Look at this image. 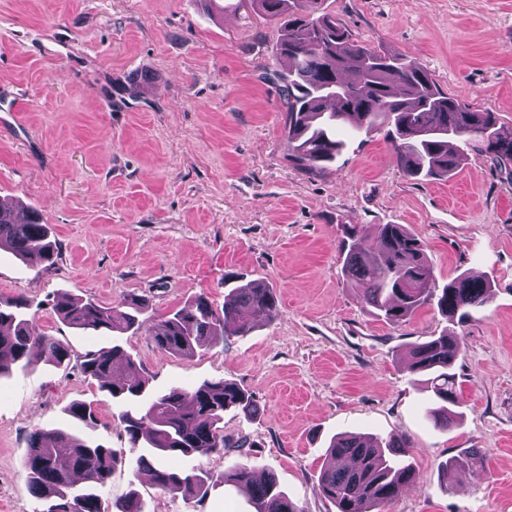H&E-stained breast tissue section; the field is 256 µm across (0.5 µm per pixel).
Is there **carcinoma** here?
Wrapping results in <instances>:
<instances>
[{
    "instance_id": "1",
    "label": "carcinoma",
    "mask_w": 512,
    "mask_h": 512,
    "mask_svg": "<svg viewBox=\"0 0 512 512\" xmlns=\"http://www.w3.org/2000/svg\"><path fill=\"white\" fill-rule=\"evenodd\" d=\"M323 2L251 0L256 12L281 26L278 55L285 69L278 79L287 112L288 156L294 163L321 169L344 146L343 131L383 129L398 164L412 179H446L470 151L501 170L512 168V133L501 132L496 113L473 110L443 92L416 58L360 44L322 8ZM342 233L346 279L368 310L389 325H401L424 306L436 307L450 321L468 318L490 301V287L469 275L439 286L424 242L401 224H345ZM361 236L374 238L377 248L363 250ZM2 247L30 267L50 266L58 254L51 229L38 213L19 221L0 202ZM277 304L274 289L262 283L233 289L221 309L198 295L150 326L148 334L158 348L191 357L226 336L248 335L254 324L244 310L270 315ZM124 306L127 311L116 316L89 299L63 296L54 302L66 323L91 334L140 329V299L130 297ZM28 309L22 298L0 301V377L40 361L57 366L70 361L63 343L31 330ZM460 351L459 338L450 330L408 350V371L425 377L437 403L430 421L438 429L452 426L453 408L461 404L453 372ZM80 369L122 405L123 432L133 447L142 442L146 447L129 467L135 475L149 473L160 489H179L189 500L203 498L210 475L183 471L177 461L246 445L224 437L222 426L229 409L257 412L253 396L235 383L210 381L149 394L143 369L117 345L86 353ZM67 414L87 429L96 426L94 410L85 401L71 403ZM408 447L397 437L385 442L372 436L337 438L320 474L321 493L336 512H383L416 482L406 460ZM119 463L112 449L64 430L34 431L22 460L31 492L47 503L43 512H109L102 489ZM459 470L482 481L484 455L476 448L465 450L444 466L447 476ZM223 480L243 490L256 512H303L279 490L274 475L248 461L230 466Z\"/></svg>"
}]
</instances>
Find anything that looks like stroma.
<instances>
[{
    "mask_svg": "<svg viewBox=\"0 0 512 512\" xmlns=\"http://www.w3.org/2000/svg\"><path fill=\"white\" fill-rule=\"evenodd\" d=\"M360 42L417 58L446 93L495 112L512 130V0H325ZM279 24L248 0H0V199L39 211L55 264L26 268L0 250V299L25 297L34 332L67 344L71 364L44 362L0 379V512H41L22 459L37 429L75 431L66 407L92 402L93 443L124 465L105 503L138 494L144 512H254L221 475L229 455L183 458L209 472L206 497L186 500L128 467L140 451L119 408L78 370L120 345L156 391L227 380L258 412L224 414L304 512H336L318 487L334 437L399 436L418 478L388 512H512V176L471 154L448 179L404 175L384 131L347 141L306 170L288 158L286 109L274 80ZM346 224H401L425 244L439 284L486 280L492 299L463 325L427 306L401 325L376 320L343 274ZM262 281L279 308L247 336L191 358L147 332L91 336L63 322L57 296L122 312L130 295L154 320L197 295L222 306L231 288ZM455 328L459 427L425 417L427 392L407 369L411 344ZM466 448L486 455V480L444 482L440 466Z\"/></svg>",
    "mask_w": 512,
    "mask_h": 512,
    "instance_id": "obj_1",
    "label": "stroma"
}]
</instances>
